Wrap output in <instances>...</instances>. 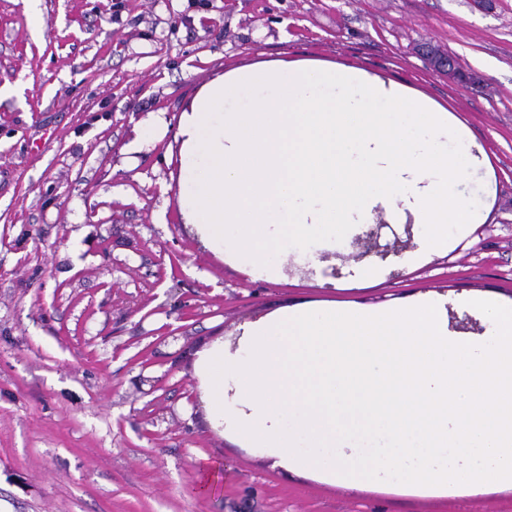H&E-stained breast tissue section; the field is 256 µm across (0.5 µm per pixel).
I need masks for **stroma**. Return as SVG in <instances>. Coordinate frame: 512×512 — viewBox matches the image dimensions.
I'll list each match as a JSON object with an SVG mask.
<instances>
[{"mask_svg": "<svg viewBox=\"0 0 512 512\" xmlns=\"http://www.w3.org/2000/svg\"><path fill=\"white\" fill-rule=\"evenodd\" d=\"M0 0V512H512L468 498L354 493L272 467L205 412L194 354L298 302L438 294L479 333L512 299V0ZM478 77L451 82L417 44ZM315 57L406 83L453 111L491 166L461 184L477 223L448 247L375 261L291 250L237 270L177 205L182 110L215 76ZM167 134L131 149L134 127ZM213 492H193L203 460Z\"/></svg>", "mask_w": 512, "mask_h": 512, "instance_id": "35a3bbf8", "label": "stroma"}]
</instances>
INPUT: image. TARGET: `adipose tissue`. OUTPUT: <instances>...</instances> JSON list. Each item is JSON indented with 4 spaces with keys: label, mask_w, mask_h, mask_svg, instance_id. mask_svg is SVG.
Wrapping results in <instances>:
<instances>
[{
    "label": "adipose tissue",
    "mask_w": 512,
    "mask_h": 512,
    "mask_svg": "<svg viewBox=\"0 0 512 512\" xmlns=\"http://www.w3.org/2000/svg\"><path fill=\"white\" fill-rule=\"evenodd\" d=\"M177 204L249 275L356 224L420 225L428 251L479 219L459 186L484 163L452 111L390 76L317 58L220 74L183 110Z\"/></svg>",
    "instance_id": "ef3b65f1"
}]
</instances>
